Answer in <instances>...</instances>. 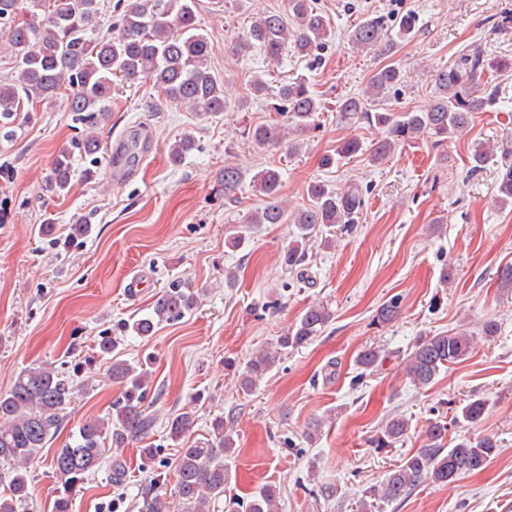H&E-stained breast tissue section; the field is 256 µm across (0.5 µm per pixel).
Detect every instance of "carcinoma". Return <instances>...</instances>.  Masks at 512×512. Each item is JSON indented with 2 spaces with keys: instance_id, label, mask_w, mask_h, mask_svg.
Segmentation results:
<instances>
[{
  "instance_id": "cac0c4a2",
  "label": "carcinoma",
  "mask_w": 512,
  "mask_h": 512,
  "mask_svg": "<svg viewBox=\"0 0 512 512\" xmlns=\"http://www.w3.org/2000/svg\"><path fill=\"white\" fill-rule=\"evenodd\" d=\"M99 14V0H0V37L7 42L14 63L11 78L0 83V138L9 140L15 135L24 104L50 103L62 97L75 121L88 129L82 140L84 153L96 154L99 139L94 128L99 113L108 111L118 78L130 82L144 79L165 101L205 116L221 114L232 107L224 83L208 66L211 45L201 33L195 0H130L110 36L93 40L88 31L99 23ZM332 37L330 18L315 6L314 0H286L282 12H262L251 17L235 51L245 55L257 48L278 63L290 41L299 55L315 57ZM350 39L356 47L368 50H380L384 41H392L388 27L378 17L360 23ZM487 69L479 53H464L432 72L434 96L427 106L396 114L383 110L386 94L402 77L399 67L389 64L371 77L365 96L343 99L337 111L346 123L366 120L387 130V136L370 148V161L381 164L398 146L424 134L436 139L438 145L453 140L470 125L473 113L493 107L497 97L487 91ZM277 97L282 119L257 124L248 129L247 135L259 146L278 148L285 144L288 153L296 154L316 127L321 101L302 77L281 84ZM193 148L192 139L181 138L169 146L170 159L178 162ZM493 151L488 143H472V169L482 168ZM71 176L70 154L63 150L55 158L50 185L63 192L69 188ZM241 180L235 167L224 166V194H235ZM280 187L281 173L276 168H263L251 177V189L265 200V206L252 214L249 223L295 226L293 240L281 260L296 279L303 280V265L316 227L353 231L364 198L354 185L342 190L312 181L307 186V203L290 210L279 198ZM495 200L502 207L512 206L510 164L502 167ZM196 302L194 289L173 286L156 301L150 314L128 320L123 328L138 337H147L160 322L191 312ZM331 318L328 306L312 305L274 348L256 353L242 367L236 360L226 359L225 367L237 375L239 390L245 395L255 392L288 350L302 347L320 335ZM473 346L474 337L466 332L419 336L406 354L407 375L414 385L427 386L448 366L467 360ZM100 349L112 355V379L122 385V399L114 404L115 418L83 423L73 443L56 449L51 465L60 477L62 490L57 495L55 512H69L70 490L100 467L110 451L112 482L122 483L127 475L123 448L147 437L154 426L153 419L140 410L151 382L150 370H138L119 359L117 345L108 338L100 342ZM388 356L378 347L361 350L355 364L362 372L355 376V383H360L363 373L376 370ZM70 396V380L49 364L20 372L12 387L0 394V462L9 465L7 490L0 495V512H19L29 497L25 463L46 447L60 428ZM485 408L484 400L470 399L454 421L476 424ZM194 421L191 411L169 418L170 437L181 440ZM408 427V420L402 416L387 419L372 440L373 447L393 446L408 434ZM447 436L448 422L439 417L431 420L422 448L407 455L380 487L366 492L371 501H361L359 512H372L376 501L387 505L402 501L425 481L443 485L463 473L480 471L498 448L492 438H463L446 448ZM234 454L235 441L220 416L212 420L209 438L179 448L174 468L178 512H215L221 505L224 512H280V496L273 485L246 498L232 493L228 460Z\"/></svg>"
}]
</instances>
